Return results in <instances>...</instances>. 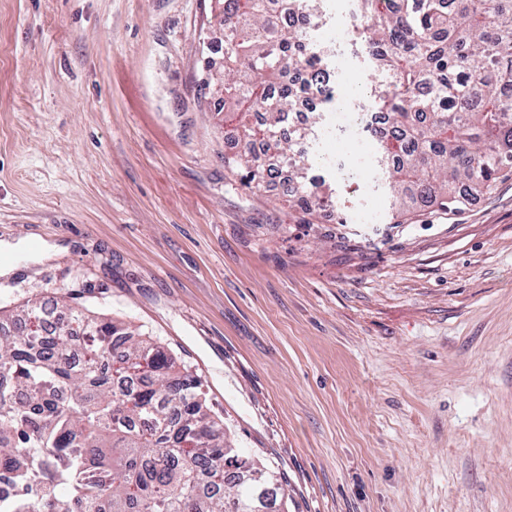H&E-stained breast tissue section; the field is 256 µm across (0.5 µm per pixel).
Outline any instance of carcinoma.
Instances as JSON below:
<instances>
[{
	"label": "carcinoma",
	"mask_w": 512,
	"mask_h": 512,
	"mask_svg": "<svg viewBox=\"0 0 512 512\" xmlns=\"http://www.w3.org/2000/svg\"><path fill=\"white\" fill-rule=\"evenodd\" d=\"M312 0H224V122L239 150L224 166L257 190L276 165L294 170L293 205L323 202L302 149L281 140L294 109L288 76L319 82L325 55L286 17ZM364 41L385 75L372 89L377 135L400 214L419 194L441 209L491 189L512 167V0H357ZM38 304L0 324V512H281L284 478L254 459L209 413L201 380L163 347L110 318L76 314L83 352L67 336L32 335ZM238 467L227 476L230 461Z\"/></svg>",
	"instance_id": "carcinoma-1"
}]
</instances>
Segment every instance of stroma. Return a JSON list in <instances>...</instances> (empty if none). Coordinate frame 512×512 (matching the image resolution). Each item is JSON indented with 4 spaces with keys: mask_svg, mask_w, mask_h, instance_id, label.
<instances>
[{
    "mask_svg": "<svg viewBox=\"0 0 512 512\" xmlns=\"http://www.w3.org/2000/svg\"><path fill=\"white\" fill-rule=\"evenodd\" d=\"M328 67L308 216L224 166L217 0H0V308L163 346L286 512H512V170L398 216L381 166L320 162L383 79L362 45Z\"/></svg>",
    "mask_w": 512,
    "mask_h": 512,
    "instance_id": "stroma-1",
    "label": "stroma"
}]
</instances>
